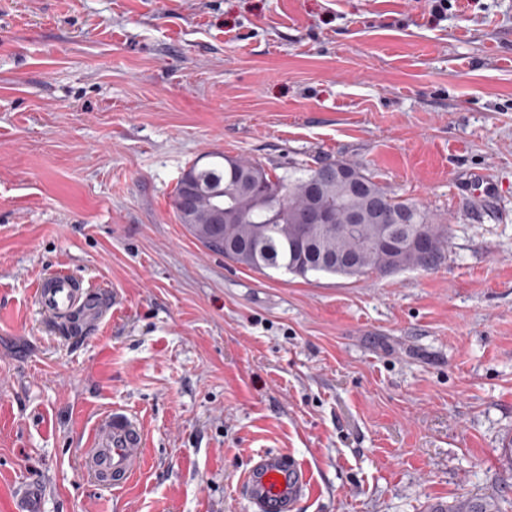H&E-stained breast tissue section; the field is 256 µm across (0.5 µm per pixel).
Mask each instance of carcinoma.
Masks as SVG:
<instances>
[{"label": "carcinoma", "instance_id": "obj_1", "mask_svg": "<svg viewBox=\"0 0 512 512\" xmlns=\"http://www.w3.org/2000/svg\"><path fill=\"white\" fill-rule=\"evenodd\" d=\"M206 162L190 164L174 189L173 206L180 223L207 250L252 271L285 270L300 277L326 274L360 278L409 268L432 270L445 257L444 225L422 206L390 195L364 167L343 160L292 165L280 175L261 163L213 152ZM339 165L359 183L353 190L339 175H324ZM312 207L331 213L333 223L314 236L300 234V217ZM223 208L236 217L222 224L214 212ZM363 223L342 233L339 225L353 214ZM402 213L418 225L428 241L422 252L410 243L385 249L382 216ZM431 512H500L486 497H461Z\"/></svg>", "mask_w": 512, "mask_h": 512}]
</instances>
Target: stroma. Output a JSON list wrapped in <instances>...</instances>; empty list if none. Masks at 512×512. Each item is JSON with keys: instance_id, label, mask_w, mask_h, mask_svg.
Segmentation results:
<instances>
[{"instance_id": "stroma-1", "label": "stroma", "mask_w": 512, "mask_h": 512, "mask_svg": "<svg viewBox=\"0 0 512 512\" xmlns=\"http://www.w3.org/2000/svg\"><path fill=\"white\" fill-rule=\"evenodd\" d=\"M0 0V512H252L256 454L308 466L295 512H512V0ZM221 152L340 159L447 230L438 268H242L176 218ZM483 174L478 203L468 177ZM104 291L45 317L38 280ZM120 409L141 470L80 455ZM85 447L82 466L99 486L122 488L141 469L144 437L124 413L112 411L100 417L93 424ZM431 512H501L498 503L486 497L465 496L447 507H433Z\"/></svg>"}]
</instances>
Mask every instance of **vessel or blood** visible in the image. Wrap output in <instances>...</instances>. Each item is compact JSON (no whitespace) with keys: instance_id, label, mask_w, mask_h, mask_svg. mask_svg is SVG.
Segmentation results:
<instances>
[{"instance_id":"b4317fda","label":"vessel or blood","mask_w":512,"mask_h":512,"mask_svg":"<svg viewBox=\"0 0 512 512\" xmlns=\"http://www.w3.org/2000/svg\"><path fill=\"white\" fill-rule=\"evenodd\" d=\"M39 308L53 317L82 309L86 319H94L103 303L96 290L85 291L67 271L42 278L35 289ZM144 437L126 414L105 413L92 426L82 450L83 468L102 487H124L141 469ZM254 512H294L297 504L313 490L307 468L292 454L269 451L258 454L244 481Z\"/></svg>"}]
</instances>
